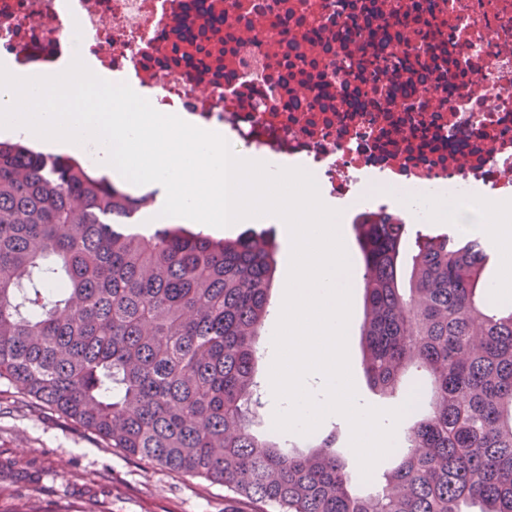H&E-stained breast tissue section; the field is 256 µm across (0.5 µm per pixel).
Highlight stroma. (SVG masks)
Returning a JSON list of instances; mask_svg holds the SVG:
<instances>
[{"mask_svg":"<svg viewBox=\"0 0 512 512\" xmlns=\"http://www.w3.org/2000/svg\"><path fill=\"white\" fill-rule=\"evenodd\" d=\"M277 246L272 286L274 308L257 338L258 370L268 375L267 347L279 319L288 252L282 227L255 225ZM363 314V281L355 279L348 335L349 364L362 405L380 409L401 406V399L379 395L363 371L359 325ZM335 435L334 451L347 470L359 465L350 447L346 419L328 416L310 435L281 432L283 452L306 454L326 435ZM255 504L235 497L222 485L190 479L155 464L106 447L95 435L45 410L20 407L11 392L0 394V512H255Z\"/></svg>","mask_w":512,"mask_h":512,"instance_id":"1","label":"stroma"}]
</instances>
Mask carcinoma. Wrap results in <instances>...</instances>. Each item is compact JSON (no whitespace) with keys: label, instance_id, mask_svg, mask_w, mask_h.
<instances>
[{"label":"carcinoma","instance_id":"1","mask_svg":"<svg viewBox=\"0 0 512 512\" xmlns=\"http://www.w3.org/2000/svg\"><path fill=\"white\" fill-rule=\"evenodd\" d=\"M66 155L0 140V384L108 447L278 512H512V307L489 302L480 236L353 225L370 385L430 380L422 418L362 495L325 437L284 454L253 431L276 246L181 226Z\"/></svg>","mask_w":512,"mask_h":512}]
</instances>
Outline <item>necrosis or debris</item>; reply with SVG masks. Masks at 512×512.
I'll list each match as a JSON object with an SVG mask.
<instances>
[{"label":"necrosis or debris","instance_id":"necrosis-or-debris-1","mask_svg":"<svg viewBox=\"0 0 512 512\" xmlns=\"http://www.w3.org/2000/svg\"><path fill=\"white\" fill-rule=\"evenodd\" d=\"M439 2L434 14L430 0H0V56L54 71L79 26L85 65L157 109L298 158L334 198L384 184L358 217L420 193L512 198V0ZM381 46L399 60L390 80L368 63L337 78V61ZM419 78L444 88L445 109H422Z\"/></svg>","mask_w":512,"mask_h":512}]
</instances>
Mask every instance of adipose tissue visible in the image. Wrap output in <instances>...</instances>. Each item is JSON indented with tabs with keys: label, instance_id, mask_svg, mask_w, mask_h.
<instances>
[{
	"label": "adipose tissue",
	"instance_id": "ef3b65f1",
	"mask_svg": "<svg viewBox=\"0 0 512 512\" xmlns=\"http://www.w3.org/2000/svg\"><path fill=\"white\" fill-rule=\"evenodd\" d=\"M429 211L435 223L462 225L470 232L496 239L502 256V279L512 287V203L487 198L463 209L454 201L435 197Z\"/></svg>",
	"mask_w": 512,
	"mask_h": 512
}]
</instances>
